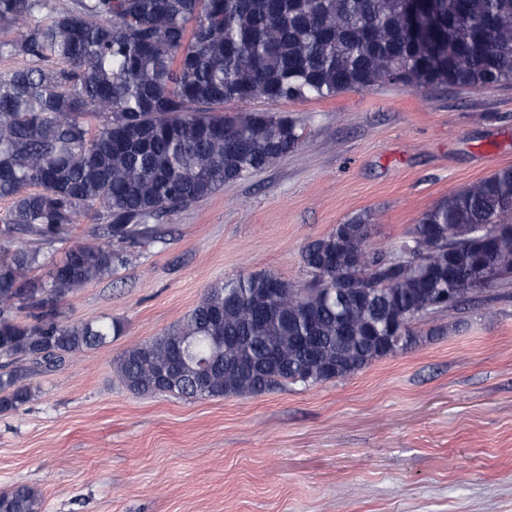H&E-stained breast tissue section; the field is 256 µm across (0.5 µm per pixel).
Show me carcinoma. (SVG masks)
Here are the masks:
<instances>
[{
	"label": "carcinoma",
	"mask_w": 512,
	"mask_h": 512,
	"mask_svg": "<svg viewBox=\"0 0 512 512\" xmlns=\"http://www.w3.org/2000/svg\"><path fill=\"white\" fill-rule=\"evenodd\" d=\"M427 41L404 0H0L17 29L0 56V236L28 237L0 259V412L33 397V369L56 371L121 333L63 324L58 308L126 263L112 241L154 239L153 221L271 167L301 143L295 119L256 101L326 100L401 84L417 90L512 86V0H432ZM97 122L91 130L89 119ZM92 218L107 244L44 248ZM358 213L308 242L318 283L271 273L229 278L114 369L135 394L255 395L347 378L423 341L413 325L512 284V167L452 192L397 245L369 244ZM33 309L32 320L17 313ZM0 512H41L36 491L0 492Z\"/></svg>",
	"instance_id": "1"
}]
</instances>
